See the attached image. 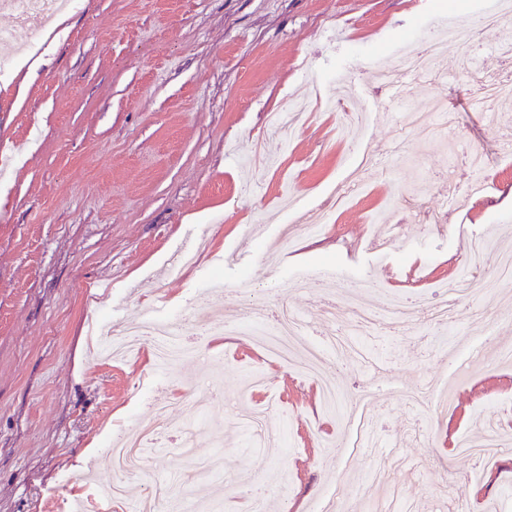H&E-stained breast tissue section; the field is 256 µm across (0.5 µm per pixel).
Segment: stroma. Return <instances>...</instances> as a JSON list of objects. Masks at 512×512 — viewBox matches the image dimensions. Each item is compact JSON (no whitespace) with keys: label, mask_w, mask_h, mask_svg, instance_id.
Returning <instances> with one entry per match:
<instances>
[{"label":"stroma","mask_w":512,"mask_h":512,"mask_svg":"<svg viewBox=\"0 0 512 512\" xmlns=\"http://www.w3.org/2000/svg\"><path fill=\"white\" fill-rule=\"evenodd\" d=\"M498 13L495 39L512 36V0H76L47 23L38 48L21 46L0 76V512H128L108 448L170 405V426L148 463L180 472V492L223 512H251L256 472L268 512H322L376 497L382 470L410 512H512V446L484 469L458 457L459 435L488 413L512 434V365L488 341L512 346V278L463 300L436 329L381 326L356 336L362 357L333 355L322 377L345 396L344 423L322 411L316 385L265 359L264 382L238 399L255 350L249 336L202 335L247 307L281 305L324 334L333 271L362 287L361 304L390 294L441 299L439 286L482 245L480 262L512 249V102H479L475 88L512 79L495 39L433 61L435 75L405 89L411 109L447 105L453 126L428 133L382 112L394 90L381 60L427 33L430 22L476 25ZM304 102L294 135L268 127L272 112ZM482 151L473 168L466 152ZM453 203L454 231L429 226ZM344 193L339 210L326 200ZM398 225V244L369 250L372 221ZM146 317L184 324L200 351L174 364L148 354L97 358L107 328ZM433 385L448 410L414 407ZM371 396L383 443L356 447V401ZM272 402L284 434L242 456L234 407ZM208 420L197 449L221 456L220 480L186 471L179 454L187 403Z\"/></svg>","instance_id":"obj_1"}]
</instances>
